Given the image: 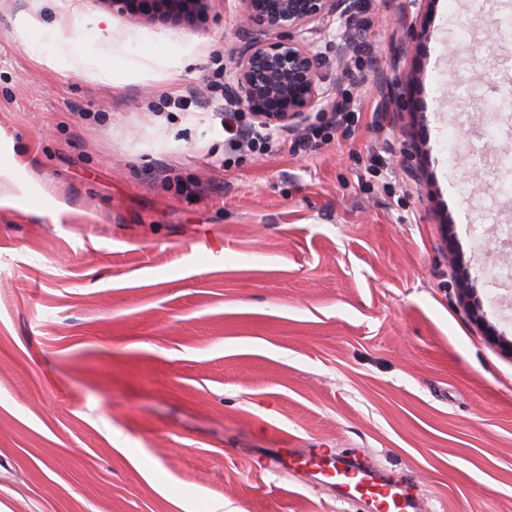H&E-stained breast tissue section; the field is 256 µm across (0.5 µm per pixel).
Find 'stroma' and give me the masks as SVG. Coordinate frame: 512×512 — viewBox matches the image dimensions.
<instances>
[{
	"instance_id": "35a3bbf8",
	"label": "stroma",
	"mask_w": 512,
	"mask_h": 512,
	"mask_svg": "<svg viewBox=\"0 0 512 512\" xmlns=\"http://www.w3.org/2000/svg\"><path fill=\"white\" fill-rule=\"evenodd\" d=\"M499 3L358 0L309 123L357 119L295 156L283 128L230 153L205 102L240 0L193 26L0 0V512H367L260 469L276 448L512 512Z\"/></svg>"
}]
</instances>
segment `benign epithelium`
<instances>
[{"instance_id": "1", "label": "benign epithelium", "mask_w": 512, "mask_h": 512, "mask_svg": "<svg viewBox=\"0 0 512 512\" xmlns=\"http://www.w3.org/2000/svg\"><path fill=\"white\" fill-rule=\"evenodd\" d=\"M120 13L197 23L209 0H104ZM356 0H242L250 37L224 71L225 109L244 108L267 126L300 128L328 100L322 51L332 26L351 37Z\"/></svg>"}]
</instances>
